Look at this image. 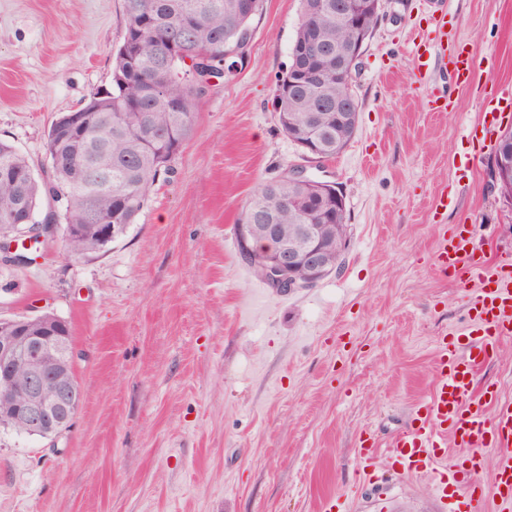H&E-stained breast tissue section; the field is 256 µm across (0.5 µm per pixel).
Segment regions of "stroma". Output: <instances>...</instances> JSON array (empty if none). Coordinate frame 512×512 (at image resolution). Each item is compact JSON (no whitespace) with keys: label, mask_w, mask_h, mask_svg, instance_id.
<instances>
[{"label":"stroma","mask_w":512,"mask_h":512,"mask_svg":"<svg viewBox=\"0 0 512 512\" xmlns=\"http://www.w3.org/2000/svg\"><path fill=\"white\" fill-rule=\"evenodd\" d=\"M300 0H264L249 59L200 96L195 130L151 188L136 224L105 252L66 258L41 245L0 265V319L51 312L72 326L85 391L52 440L0 429V512H439L429 478L359 471V437L386 447L432 391L436 340L465 329L475 287L435 267L440 225L470 224L487 264L512 255V206L491 172L512 110V0H382L354 91L355 137L305 162L273 107ZM447 34L415 84L431 15ZM122 0H0V140L36 174L58 115L107 86ZM476 54L469 84L448 59ZM292 166L338 183L350 248L341 272L291 293L242 259L234 224L256 186ZM454 203L436 206L440 192ZM478 388L512 400V337Z\"/></svg>","instance_id":"stroma-1"}]
</instances>
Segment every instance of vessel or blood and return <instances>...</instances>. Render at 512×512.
I'll use <instances>...</instances> for the list:
<instances>
[{
	"instance_id": "1",
	"label": "vessel or blood",
	"mask_w": 512,
	"mask_h": 512,
	"mask_svg": "<svg viewBox=\"0 0 512 512\" xmlns=\"http://www.w3.org/2000/svg\"><path fill=\"white\" fill-rule=\"evenodd\" d=\"M435 263L462 285L478 286L467 327L462 336L439 338L433 391L417 406L411 425L393 438L387 460H379L367 433L360 439V465L378 486L385 483L379 473L385 463L402 475L428 476L443 512H483L485 490L475 479L476 467L448 460L446 449L494 447L495 496L502 512H512V401L475 387V374L495 357L500 337L512 335V258L487 272L470 227L457 224L440 231Z\"/></svg>"
}]
</instances>
